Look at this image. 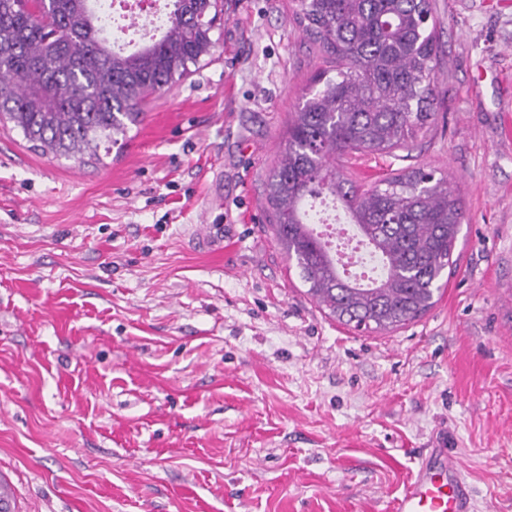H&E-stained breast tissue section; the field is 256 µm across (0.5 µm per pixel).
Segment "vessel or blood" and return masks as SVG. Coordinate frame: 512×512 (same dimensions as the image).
<instances>
[{
    "label": "vessel or blood",
    "mask_w": 512,
    "mask_h": 512,
    "mask_svg": "<svg viewBox=\"0 0 512 512\" xmlns=\"http://www.w3.org/2000/svg\"><path fill=\"white\" fill-rule=\"evenodd\" d=\"M432 445L433 453L420 458L392 512H473V489L459 460L445 452L443 438Z\"/></svg>",
    "instance_id": "vessel-or-blood-1"
}]
</instances>
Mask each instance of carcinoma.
I'll use <instances>...</instances> for the list:
<instances>
[{"label": "carcinoma", "mask_w": 512, "mask_h": 512, "mask_svg": "<svg viewBox=\"0 0 512 512\" xmlns=\"http://www.w3.org/2000/svg\"><path fill=\"white\" fill-rule=\"evenodd\" d=\"M171 2L162 36L121 52L91 0H0V121L43 154L81 163L126 137L149 95L210 54L203 18L215 0ZM299 12L330 66L288 123L268 177L272 228L329 316L357 330L397 329L432 307L465 210L434 169L410 168L360 193L336 160L407 150L430 129L439 52L430 0H299ZM323 194L378 254L380 275L340 270L310 214Z\"/></svg>", "instance_id": "obj_1"}]
</instances>
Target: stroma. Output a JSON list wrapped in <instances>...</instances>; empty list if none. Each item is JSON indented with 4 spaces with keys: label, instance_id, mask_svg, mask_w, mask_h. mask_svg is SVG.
Returning a JSON list of instances; mask_svg holds the SVG:
<instances>
[{
    "label": "stroma",
    "instance_id": "stroma-1",
    "mask_svg": "<svg viewBox=\"0 0 512 512\" xmlns=\"http://www.w3.org/2000/svg\"><path fill=\"white\" fill-rule=\"evenodd\" d=\"M409 158L467 219L435 303L363 332L307 296L265 185L326 67L298 0H224L217 48L79 163L0 123V480L16 512H390L436 435L512 512V0H430ZM224 227V249L192 237Z\"/></svg>",
    "mask_w": 512,
    "mask_h": 512
}]
</instances>
